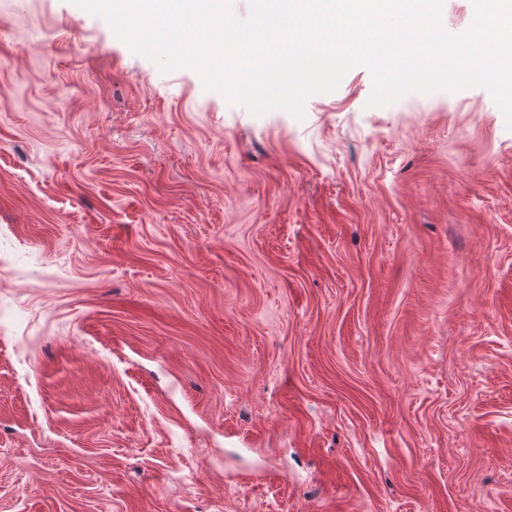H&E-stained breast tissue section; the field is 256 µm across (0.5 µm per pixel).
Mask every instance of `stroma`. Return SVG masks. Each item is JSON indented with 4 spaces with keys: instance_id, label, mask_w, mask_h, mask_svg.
Segmentation results:
<instances>
[{
    "instance_id": "stroma-1",
    "label": "stroma",
    "mask_w": 512,
    "mask_h": 512,
    "mask_svg": "<svg viewBox=\"0 0 512 512\" xmlns=\"http://www.w3.org/2000/svg\"><path fill=\"white\" fill-rule=\"evenodd\" d=\"M372 88L0 0V512H512V130Z\"/></svg>"
}]
</instances>
